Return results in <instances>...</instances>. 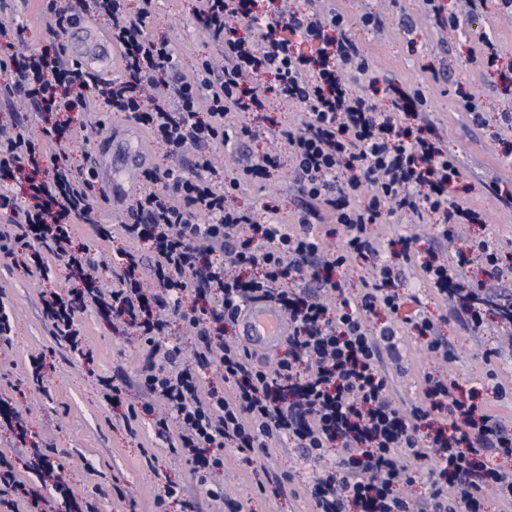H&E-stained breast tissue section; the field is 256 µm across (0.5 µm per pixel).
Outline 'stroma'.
<instances>
[{"label": "stroma", "mask_w": 512, "mask_h": 512, "mask_svg": "<svg viewBox=\"0 0 512 512\" xmlns=\"http://www.w3.org/2000/svg\"><path fill=\"white\" fill-rule=\"evenodd\" d=\"M445 11L458 15L453 29L438 28L422 0H307L308 9H331L342 13L347 30L370 58L374 78L421 89L427 100V116L436 133L455 153L463 167V187L469 203L481 211L484 225H466L463 239L489 230L505 263L502 293L512 292V206L496 200L488 191L491 181L512 186V155L504 146L512 143V89H507L499 72L485 71L469 59L482 37L497 45L503 64H512V15L504 14L499 0H485L481 12L466 14L459 0H438ZM194 0H155L146 21L150 34L168 38L181 51L184 68L198 58L219 51L194 15ZM371 12L381 19L380 28L363 26L361 13ZM50 16L41 0H0V21L10 20L22 27L25 48L47 46ZM370 77V78H373ZM368 77H360L355 87H369ZM475 100L483 114L482 125H474L460 109V95ZM85 121L88 142L71 147L69 161L78 166L84 153L104 154L112 174L139 163L165 167V150L132 120L107 111L97 104ZM238 203L254 211L263 205L277 209L280 216L293 219L302 205L290 185L287 168L268 178L247 183ZM437 216L415 224L403 217L398 223L380 229L382 240L404 233L417 234L418 246L432 249L439 259H447L448 244L438 231ZM58 289L74 287V280L63 266L53 265L49 280L31 278L17 270L10 259L0 257V303L14 316L11 347L0 358V398L10 400L27 418L31 439L66 452L65 478L97 512H212L207 498L197 491L192 466L174 457L166 442L154 436L149 420H141L136 432L122 423V408L112 407L103 397L100 379H125L127 402L140 396L138 369L143 362L137 337L116 333L95 310L80 315L86 343L93 353L91 362L75 358L63 341L55 339L42 316L39 294L45 285ZM402 287L407 296L401 315L427 311L439 321L441 335L457 356L450 369L474 387L486 381L484 351L497 349L501 357L495 365L498 379L512 388V324L490 319L483 331L465 330L437 295L411 267L402 269ZM405 345L415 365L413 371L393 377V396L407 404L423 396L417 366L430 361L419 349L414 336ZM43 355L41 381H33L25 366L30 357ZM318 466L305 460L300 449L271 447L252 462L230 451L224 466V492L245 512H312L306 489ZM290 475L286 491L279 498L259 494L258 487L269 479ZM181 484L184 494L163 506L155 501L166 482ZM124 487L126 499H118L115 486Z\"/></svg>", "instance_id": "obj_1"}]
</instances>
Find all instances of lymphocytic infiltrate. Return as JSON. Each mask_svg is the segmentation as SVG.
Listing matches in <instances>:
<instances>
[{
    "label": "lymphocytic infiltrate",
    "mask_w": 512,
    "mask_h": 512,
    "mask_svg": "<svg viewBox=\"0 0 512 512\" xmlns=\"http://www.w3.org/2000/svg\"><path fill=\"white\" fill-rule=\"evenodd\" d=\"M196 16L222 46L224 65L199 58L190 73L167 38L147 32L153 0L130 13L126 0H78L77 7L46 0L58 30L75 13L105 17L120 52L121 79L98 80L64 49L14 50L17 34L0 25V95L24 96L45 125L35 142L25 120L0 125V174L24 186V199L0 193V210L11 213L0 226V254L21 258L29 276L48 277L56 259L79 287L41 292L45 319L55 336L82 352L79 315L95 307L130 328L145 352L139 405H128L125 427L148 417L157 438L193 466L209 500L220 495L210 481L224 471V452H254L264 441L285 438L318 461L326 449L335 463L321 470L307 493L315 512H412L398 489L425 481L429 512H487L484 492L493 489L512 506V429L491 410L507 391L495 371L483 388H464L446 369L455 355L437 321L417 311L411 321L422 352L441 363L421 377L423 398L404 408L391 397L390 367L406 361L397 315L405 298L400 270L415 264L442 298L453 300L468 329L486 317L512 320V299L491 297L503 279L502 255L489 237L471 240L445 262L419 257L415 240L399 237L389 256L381 254L375 230L393 211L439 214L442 237L460 224L478 221L456 194L462 172L424 118L421 90L392 87L389 109L354 90L345 67L368 74L369 63L345 35L341 14H303L284 6L264 16L256 37L240 34L255 0H199ZM300 35L312 45L303 53L291 42ZM102 98L111 111L127 113L162 143L170 165L141 172L142 188L122 223L126 239L146 243L152 255L104 252L75 245V224L96 219L97 171L75 172L66 145L83 137L76 109ZM293 103L306 117L288 128L269 122L270 102ZM234 112L253 122L229 126ZM263 138L273 150L248 159L242 173L257 177L277 167L286 148L294 187L304 204L294 226L281 224L275 209L264 218L238 206L239 181L212 182L213 151L229 139ZM191 167L179 160L188 147ZM323 223L324 236L313 231ZM335 239L327 248L323 238ZM480 260L481 276L466 275ZM370 261L360 291L347 275L357 261ZM111 267L116 288L99 285L98 269ZM273 303L288 317L287 349L260 365L238 341L224 338L247 306ZM191 340V360L179 347H162L171 319ZM35 469L50 484L51 497L18 480L0 457V506L29 500L33 512H55L72 503L64 465L34 449Z\"/></svg>",
    "instance_id": "lymphocytic-infiltrate-1"
}]
</instances>
